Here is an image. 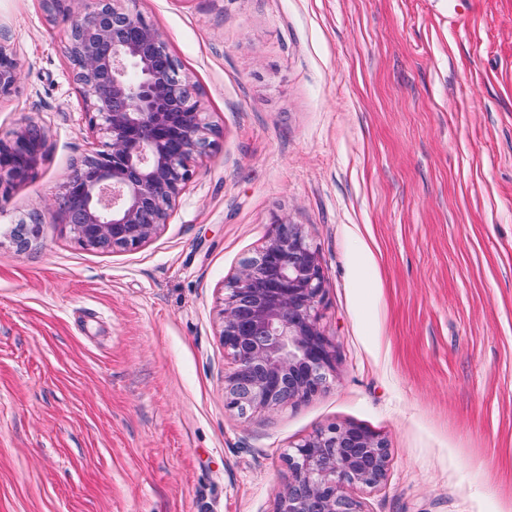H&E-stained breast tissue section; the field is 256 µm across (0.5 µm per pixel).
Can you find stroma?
Returning <instances> with one entry per match:
<instances>
[{"label": "stroma", "instance_id": "obj_1", "mask_svg": "<svg viewBox=\"0 0 512 512\" xmlns=\"http://www.w3.org/2000/svg\"><path fill=\"white\" fill-rule=\"evenodd\" d=\"M216 130L136 250L79 246L60 186L99 150L61 11L0 0L21 76L0 139V512H275L284 456L356 424L390 448L367 512H512V0H132ZM40 216L37 242L18 249ZM324 274L309 400L224 407V283L277 224ZM41 128L28 125L18 129L12 139L0 140V194H7L18 182L28 179L38 165L45 147Z\"/></svg>", "mask_w": 512, "mask_h": 512}]
</instances>
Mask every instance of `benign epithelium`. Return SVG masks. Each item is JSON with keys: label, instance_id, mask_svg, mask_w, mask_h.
<instances>
[{"label": "benign epithelium", "instance_id": "benign-epithelium-1", "mask_svg": "<svg viewBox=\"0 0 512 512\" xmlns=\"http://www.w3.org/2000/svg\"><path fill=\"white\" fill-rule=\"evenodd\" d=\"M67 54L81 88L88 127L105 137L60 186L57 216L84 248L135 250L167 223L192 173L212 146L198 92L180 72L159 32L115 0H82L67 10ZM20 78L0 43V98ZM45 147L28 125L0 140V194L28 179ZM40 224L22 225L26 248ZM319 254L301 224H279L257 256L227 282L224 348L235 362L224 379V406L245 413L304 402L325 386L334 355L318 325L323 299ZM384 438L354 424H333L285 455L289 480L276 512H365L357 488L385 480Z\"/></svg>", "mask_w": 512, "mask_h": 512}]
</instances>
